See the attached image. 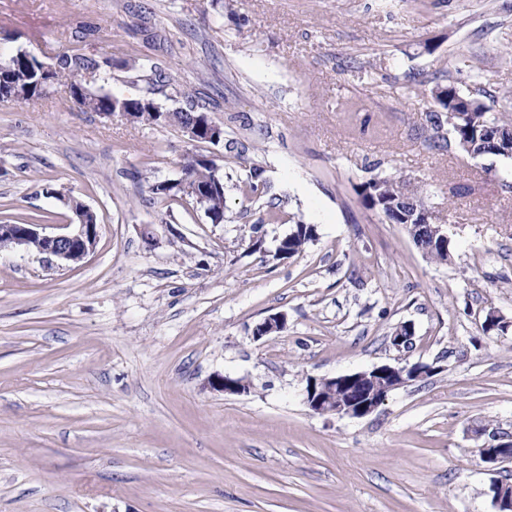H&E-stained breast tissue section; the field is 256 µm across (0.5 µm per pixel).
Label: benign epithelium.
Instances as JSON below:
<instances>
[{
  "label": "benign epithelium",
  "instance_id": "benign-epithelium-1",
  "mask_svg": "<svg viewBox=\"0 0 512 512\" xmlns=\"http://www.w3.org/2000/svg\"><path fill=\"white\" fill-rule=\"evenodd\" d=\"M73 218L61 231H46L43 224H0V249L23 247L52 256L66 264H77L91 253L97 243L98 224L86 221L92 210L82 202L70 200ZM306 387V403L318 414L334 413L362 418L373 413L386 400L387 394L410 383L404 371L389 365L369 371H356L320 379ZM226 394H242L248 387L241 378L220 377L217 381ZM512 461V442L484 449L482 462L490 471Z\"/></svg>",
  "mask_w": 512,
  "mask_h": 512
}]
</instances>
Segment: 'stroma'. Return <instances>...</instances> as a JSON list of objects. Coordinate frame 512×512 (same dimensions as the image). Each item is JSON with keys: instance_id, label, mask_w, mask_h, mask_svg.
I'll list each match as a JSON object with an SVG mask.
<instances>
[{"instance_id": "35a3bbf8", "label": "stroma", "mask_w": 512, "mask_h": 512, "mask_svg": "<svg viewBox=\"0 0 512 512\" xmlns=\"http://www.w3.org/2000/svg\"><path fill=\"white\" fill-rule=\"evenodd\" d=\"M78 30L112 61L91 90L144 95L149 57L181 88L163 108L209 101L227 209L152 193L200 150L177 126L84 111L64 83L0 103V224L66 223L67 195L100 223L77 264L0 252V512H496L512 463L478 450L512 440V162L427 137L439 83L512 121V0H0L2 56L52 61ZM254 165L270 189L249 200ZM379 174L426 195L448 263L363 204ZM273 206L315 225L300 255H274L286 224L253 250ZM406 363L439 371L369 416L304 400Z\"/></svg>"}]
</instances>
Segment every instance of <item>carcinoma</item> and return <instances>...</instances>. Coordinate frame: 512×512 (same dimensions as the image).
Returning a JSON list of instances; mask_svg holds the SVG:
<instances>
[{
  "instance_id": "obj_1",
  "label": "carcinoma",
  "mask_w": 512,
  "mask_h": 512,
  "mask_svg": "<svg viewBox=\"0 0 512 512\" xmlns=\"http://www.w3.org/2000/svg\"><path fill=\"white\" fill-rule=\"evenodd\" d=\"M140 68L149 72L154 85L166 86L165 76L159 64L151 58H145ZM102 69L101 62L94 56L73 49L55 58L54 63L47 64L37 56L19 50L11 59L0 64V102H10L15 93L21 92L26 98L39 97L55 83L66 81L71 95L81 108L91 112L109 114L122 109L139 113L140 121L162 124L165 111L152 98H119L108 92H93L78 85V79L84 75L96 76ZM431 98L437 110L430 115L432 129L441 127L439 114L458 112V127L452 129L456 146L469 155L507 159L504 151L512 145V123L490 113V109L479 99L465 97L451 84H438L431 90ZM169 124L182 127L190 118L207 115L206 106L193 99L187 101V107L170 112ZM262 170L253 167L250 177L243 184L245 195L258 197L262 193ZM195 185L205 189L204 198L186 190V185ZM153 193L184 201L194 207L204 209L211 220L224 218L225 196L224 177L213 159L205 154L191 156L182 169V176L168 181L163 186L157 182L151 186ZM363 203L372 209L390 213L388 220L393 224L407 225V233L412 242L429 258L445 263L450 255L438 246V238L433 236V229L427 225L415 226L419 214L427 211L429 206L423 195L408 196L404 194L397 180L390 177H376L361 186ZM284 221L292 223L285 241L278 243L275 252H282L290 258L300 254L306 245L316 237V228L306 223L299 215H283L276 210H269L261 222L278 224Z\"/></svg>"
}]
</instances>
